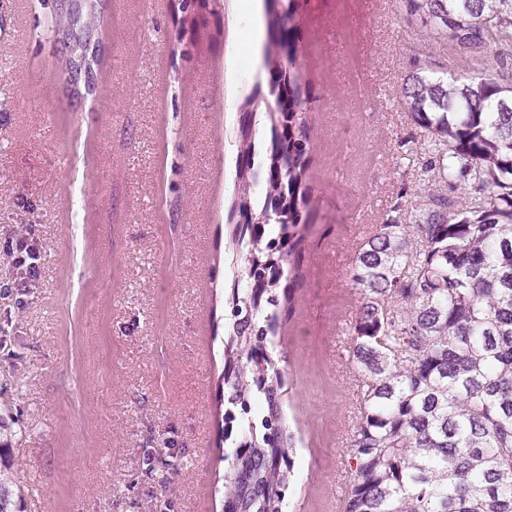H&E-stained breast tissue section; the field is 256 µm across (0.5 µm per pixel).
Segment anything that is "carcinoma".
Instances as JSON below:
<instances>
[{
  "instance_id": "1",
  "label": "carcinoma",
  "mask_w": 512,
  "mask_h": 512,
  "mask_svg": "<svg viewBox=\"0 0 512 512\" xmlns=\"http://www.w3.org/2000/svg\"><path fill=\"white\" fill-rule=\"evenodd\" d=\"M302 0L266 12L263 80L281 87L266 113L269 139L239 123L232 207L243 260L224 342V436L237 435L224 477L227 512H283L295 436L282 416V371L271 366L278 289L297 287L311 229L306 183L316 98L297 65ZM426 36L492 74L448 77L426 58L401 93L426 139L403 142L416 159L414 219L401 203L354 259L359 305L349 361L363 375L345 464L342 512H512V0H401ZM56 25L100 27L96 0L82 17L56 7ZM288 71H283V52Z\"/></svg>"
}]
</instances>
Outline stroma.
Here are the masks:
<instances>
[{
	"label": "stroma",
	"instance_id": "1",
	"mask_svg": "<svg viewBox=\"0 0 512 512\" xmlns=\"http://www.w3.org/2000/svg\"><path fill=\"white\" fill-rule=\"evenodd\" d=\"M219 0L216 41L172 52L178 0H107L93 94L68 97L46 0H0V471L22 512H223L224 244L238 119L269 135L245 23ZM298 66L319 100L308 171L313 229L293 313L274 337L295 434L285 512H337L356 412L345 349L360 244L412 178L420 136L401 85L432 54L490 71L408 21L398 0H306ZM31 229L38 281L5 246Z\"/></svg>",
	"mask_w": 512,
	"mask_h": 512
}]
</instances>
